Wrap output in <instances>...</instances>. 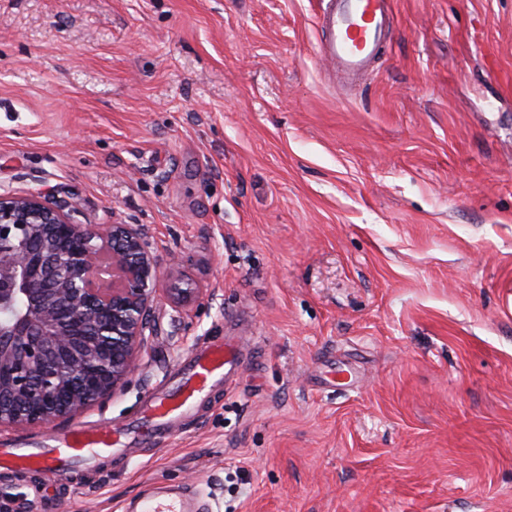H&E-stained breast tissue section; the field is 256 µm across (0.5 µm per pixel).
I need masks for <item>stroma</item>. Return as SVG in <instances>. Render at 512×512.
I'll use <instances>...</instances> for the list:
<instances>
[{"label": "stroma", "instance_id": "obj_1", "mask_svg": "<svg viewBox=\"0 0 512 512\" xmlns=\"http://www.w3.org/2000/svg\"><path fill=\"white\" fill-rule=\"evenodd\" d=\"M322 0H0V194L160 266L121 424L207 341L238 374L127 466L0 474L11 512H512V0H393L351 84ZM193 294L178 297L177 289ZM196 494L185 487H153L137 495L125 507L126 512H198Z\"/></svg>", "mask_w": 512, "mask_h": 512}]
</instances>
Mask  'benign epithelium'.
I'll return each mask as SVG.
<instances>
[{
  "instance_id": "obj_1",
  "label": "benign epithelium",
  "mask_w": 512,
  "mask_h": 512,
  "mask_svg": "<svg viewBox=\"0 0 512 512\" xmlns=\"http://www.w3.org/2000/svg\"><path fill=\"white\" fill-rule=\"evenodd\" d=\"M159 278L132 225L0 194V429L73 419L120 390L151 345Z\"/></svg>"
}]
</instances>
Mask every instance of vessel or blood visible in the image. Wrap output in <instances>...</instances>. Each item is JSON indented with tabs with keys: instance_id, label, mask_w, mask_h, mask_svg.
I'll use <instances>...</instances> for the list:
<instances>
[{
	"instance_id": "b4317fda",
	"label": "vessel or blood",
	"mask_w": 512,
	"mask_h": 512,
	"mask_svg": "<svg viewBox=\"0 0 512 512\" xmlns=\"http://www.w3.org/2000/svg\"><path fill=\"white\" fill-rule=\"evenodd\" d=\"M391 0H332L323 15L328 35L318 53L345 76L360 73L389 30ZM240 368L232 340L209 342L175 370L170 385L149 395L137 418L122 426L74 424L48 436L14 439L0 445V470L43 473L68 481L79 471L112 465L130 448L152 440L194 417L216 387ZM196 494L184 487H153L128 503L125 512H200Z\"/></svg>"
}]
</instances>
